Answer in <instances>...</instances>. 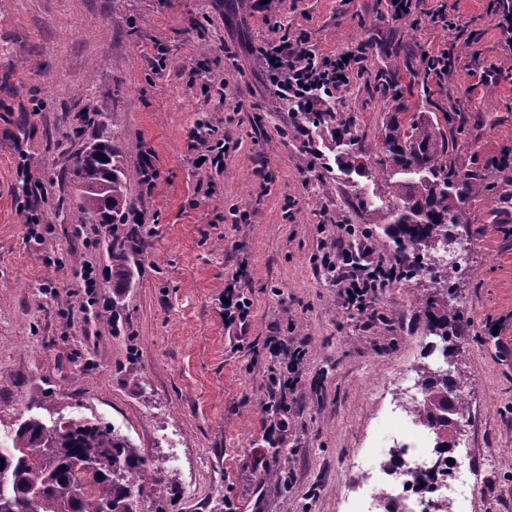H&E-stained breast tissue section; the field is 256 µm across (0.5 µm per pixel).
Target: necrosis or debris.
<instances>
[{"label": "necrosis or debris", "instance_id": "necrosis-or-debris-1", "mask_svg": "<svg viewBox=\"0 0 512 512\" xmlns=\"http://www.w3.org/2000/svg\"><path fill=\"white\" fill-rule=\"evenodd\" d=\"M423 398L422 386L411 379L397 386L387 412L396 426L372 448L364 471L378 495L346 500L345 512H466L478 486L468 467L470 444L460 439L447 447L418 414Z\"/></svg>", "mask_w": 512, "mask_h": 512}]
</instances>
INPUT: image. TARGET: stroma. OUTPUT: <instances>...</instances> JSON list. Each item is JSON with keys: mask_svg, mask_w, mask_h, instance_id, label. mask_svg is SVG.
Masks as SVG:
<instances>
[{"mask_svg": "<svg viewBox=\"0 0 512 512\" xmlns=\"http://www.w3.org/2000/svg\"><path fill=\"white\" fill-rule=\"evenodd\" d=\"M444 3L453 22L433 25ZM490 3L420 0L394 21L383 0H274L276 33L247 0H0V440L28 418L108 423L173 476L144 491L140 512H339L340 494L369 489L356 465L390 384L426 363L413 299L434 283L397 279L367 320L345 313L318 260L348 224L395 263L385 210L361 206L384 195V178L361 169L390 113L456 112L457 168L495 185L494 198L469 202L465 258L448 274L468 319L451 369L476 414L469 512H512V53ZM279 33L323 55L369 47L312 130L327 168L307 171L294 115L266 86L256 50ZM446 47L456 69L438 88L422 55ZM100 112L106 125L86 121ZM200 121L228 143L223 171L194 165ZM104 133L133 174L128 193L150 233L141 251L96 221L83 243L66 215L78 202L74 159ZM148 152L160 171L151 188L137 176ZM23 159L45 195L34 236ZM88 262L128 277L101 279L87 297L73 274ZM236 272L251 313L228 326ZM272 336L305 351L280 451L262 439Z\"/></svg>", "mask_w": 512, "mask_h": 512, "instance_id": "obj_1", "label": "stroma"}]
</instances>
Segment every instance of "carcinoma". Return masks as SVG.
<instances>
[{"mask_svg":"<svg viewBox=\"0 0 512 512\" xmlns=\"http://www.w3.org/2000/svg\"><path fill=\"white\" fill-rule=\"evenodd\" d=\"M456 113L442 116L426 112H396L389 120L375 160L377 173L384 175L388 188L387 233L405 262L414 272L428 262L439 266L440 246L448 235L467 229V204L478 193L493 190V183L479 172H462L452 162L464 127ZM97 153L78 155L74 176L80 187L79 204L72 212L76 222H106L130 207L125 170L112 139H96ZM411 169H421L416 178ZM450 288L432 296L414 298L416 309L425 316L430 334L450 347L462 335L466 319L451 303ZM425 390L421 417L446 440L460 433L462 407L456 390L463 388L460 378L438 376L425 368L419 375ZM23 448H41L50 460L24 459ZM0 474L8 484L0 490V512H137L143 483L158 480L169 483L172 476L150 468L137 449L99 423L74 421L46 427L29 418L18 425L12 446L0 450ZM93 463L85 477V490L74 497L69 492L76 466Z\"/></svg>","mask_w":512,"mask_h":512,"instance_id":"obj_1","label":"carcinoma"}]
</instances>
